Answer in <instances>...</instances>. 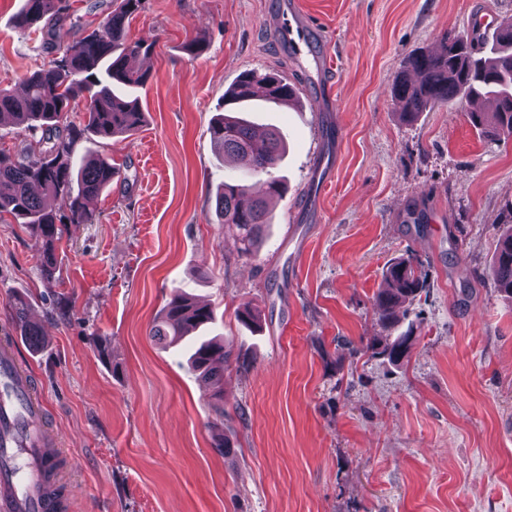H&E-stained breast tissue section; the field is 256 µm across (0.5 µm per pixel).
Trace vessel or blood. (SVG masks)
Returning a JSON list of instances; mask_svg holds the SVG:
<instances>
[{
	"mask_svg": "<svg viewBox=\"0 0 512 512\" xmlns=\"http://www.w3.org/2000/svg\"><path fill=\"white\" fill-rule=\"evenodd\" d=\"M278 38L296 59L311 53L312 24L299 10L273 21ZM46 403L34 394L16 351L0 343V512H65L67 505L48 486L47 470L60 445L43 421Z\"/></svg>",
	"mask_w": 512,
	"mask_h": 512,
	"instance_id": "b4317fda",
	"label": "vessel or blood"
}]
</instances>
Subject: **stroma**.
I'll use <instances>...</instances> for the list:
<instances>
[{"instance_id": "35a3bbf8", "label": "stroma", "mask_w": 512, "mask_h": 512, "mask_svg": "<svg viewBox=\"0 0 512 512\" xmlns=\"http://www.w3.org/2000/svg\"><path fill=\"white\" fill-rule=\"evenodd\" d=\"M291 0H146L128 41L153 43L145 116L129 136L74 145L123 178L66 224L45 278L41 238L0 222V336L11 337L61 434L71 512H512V299L492 264L512 225V138L466 108L404 122L391 90L405 59L512 19V0H298L328 37L334 86L294 60L267 19ZM60 43L99 28L111 0H69ZM0 0V88L49 66L55 48L16 28ZM202 40L199 54L186 46ZM297 81L299 106L249 120L287 144L286 188L255 255L215 218L223 183L262 177L218 157L210 125L242 72ZM421 261L428 286L397 312L413 329L392 364L375 296L388 265ZM215 312L224 436L214 388L186 346L153 336L174 290ZM260 325L240 322L243 304ZM43 331L22 336L17 305Z\"/></svg>"}]
</instances>
